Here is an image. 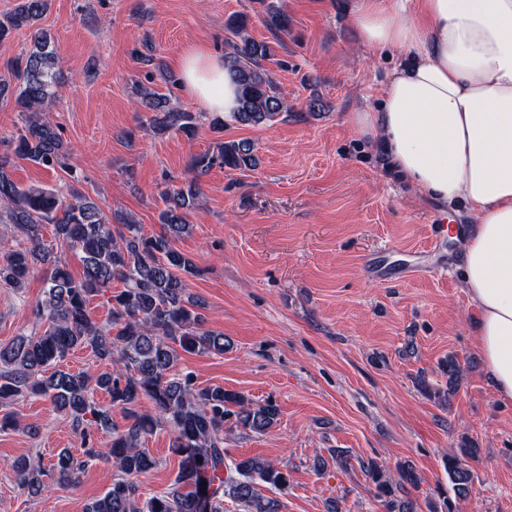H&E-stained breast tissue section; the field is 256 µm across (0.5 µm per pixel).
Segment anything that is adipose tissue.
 <instances>
[{
  "mask_svg": "<svg viewBox=\"0 0 512 512\" xmlns=\"http://www.w3.org/2000/svg\"><path fill=\"white\" fill-rule=\"evenodd\" d=\"M352 21L368 45L410 61L382 83L380 107L350 122L380 138L425 197L468 204L460 248L474 342L495 394L512 401V0H357ZM180 73L206 111H237L222 56L189 48Z\"/></svg>",
  "mask_w": 512,
  "mask_h": 512,
  "instance_id": "ef3b65f1",
  "label": "adipose tissue"
}]
</instances>
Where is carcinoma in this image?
Instances as JSON below:
<instances>
[{
  "instance_id": "1",
  "label": "carcinoma",
  "mask_w": 512,
  "mask_h": 512,
  "mask_svg": "<svg viewBox=\"0 0 512 512\" xmlns=\"http://www.w3.org/2000/svg\"><path fill=\"white\" fill-rule=\"evenodd\" d=\"M47 7L48 0H21L13 12L0 17L1 42L21 28L31 29L32 36L29 51L10 64L23 125L12 135L10 151L0 154V223L14 225L24 245L0 251V285L19 290L36 264L51 267L45 299L36 310L47 327L0 345V404L30 394L50 396L55 409L79 430L85 448L80 457L64 449L49 466L39 459L16 465L18 484L33 495L52 486L75 488L86 467L105 458L121 477L87 504L85 512H224L226 496L248 512H279V500L263 495L258 485L287 489L288 468L258 456L233 459L224 448L226 422L262 434L277 423V405L255 404L220 386L199 387L193 373L175 372L180 351L222 353L226 346L224 334L204 328L202 304L186 295L187 281L200 270L177 247L191 232L186 216L199 205V179L215 166L255 169V148L247 140H230L190 156L192 177L179 188L162 191L161 229L152 235L128 218L113 223L97 202L78 191L17 184L9 173L17 161L54 168L67 153L50 118L53 87L63 79V70L51 36L38 27ZM262 23L270 30L288 31L287 14L273 6L266 8ZM224 30V68L240 92L232 119L243 125L276 121L290 106L277 93L273 72L265 65L273 56L271 45L251 36L243 14L230 17ZM134 89L143 127L158 134L196 135V113L170 106L166 94L149 86L137 82ZM47 224L56 245L80 254V278L72 276L61 252L43 242ZM116 282L122 287L114 290ZM107 290L111 319L102 325L91 318L89 305ZM83 348L112 369L94 378L61 369L71 352ZM96 388L125 410L124 424L115 423L109 409L94 400ZM142 396L152 400L156 415L134 409ZM161 428L170 430L179 468L166 491L144 501L139 478L155 468L156 460L141 445ZM95 431L103 435L99 444L91 439ZM479 452L472 447L448 452V482L458 497L471 493L473 473L467 460L477 459ZM364 470L388 512H415L414 502L402 497L419 481L411 467H400L396 477L374 461Z\"/></svg>"
}]
</instances>
